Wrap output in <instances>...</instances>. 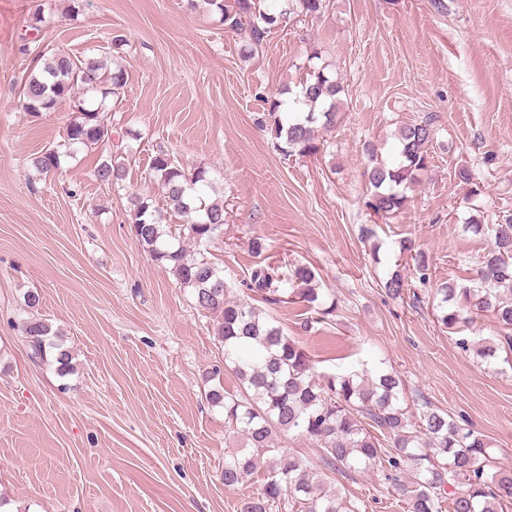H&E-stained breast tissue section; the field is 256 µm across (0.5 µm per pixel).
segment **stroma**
Returning <instances> with one entry per match:
<instances>
[{"mask_svg":"<svg viewBox=\"0 0 512 512\" xmlns=\"http://www.w3.org/2000/svg\"><path fill=\"white\" fill-rule=\"evenodd\" d=\"M44 20L35 24L36 4ZM329 0L316 17L284 19L252 57L219 14L187 0H0V512H239L258 478L222 479L224 455L245 441L206 395L223 365L211 318L137 243L127 196L165 208L149 170L157 150L208 170L224 201V236L210 249L227 277L306 264L336 310L304 330L297 301L255 306L295 336L317 371L367 362L404 377L406 401L425 400L471 426L512 468V354L492 362L462 351L437 320L434 286L470 279L489 247L470 219H512V0ZM126 85L108 98L124 133L125 188L93 176L100 157L75 148L56 176L32 160L64 136L71 110L24 112L18 91L38 53L101 57L112 36ZM343 86L334 128L314 157H285L260 130L267 97L306 78L308 58ZM434 119L430 167L404 208L367 207L366 144L390 150L398 129ZM468 168L470 182L457 172ZM376 227L374 241L362 225ZM268 249L255 255L254 238ZM416 239L432 281L388 296L396 241ZM39 292L38 307L24 303ZM45 319L73 368L37 364L17 325ZM332 490L362 512H406L376 465L336 476Z\"/></svg>","mask_w":512,"mask_h":512,"instance_id":"stroma-1","label":"stroma"}]
</instances>
